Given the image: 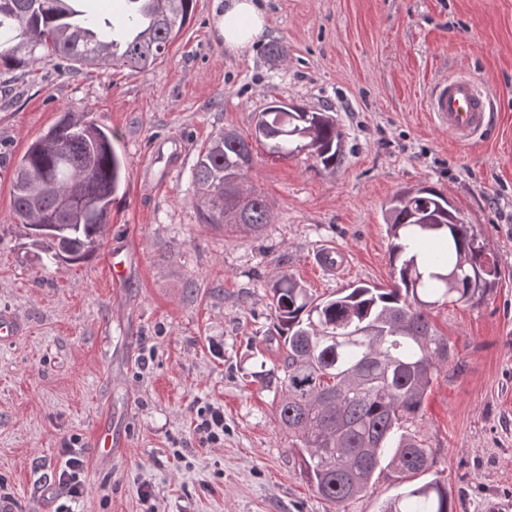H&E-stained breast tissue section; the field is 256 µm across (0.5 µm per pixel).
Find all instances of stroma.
<instances>
[{
    "label": "stroma",
    "mask_w": 512,
    "mask_h": 512,
    "mask_svg": "<svg viewBox=\"0 0 512 512\" xmlns=\"http://www.w3.org/2000/svg\"><path fill=\"white\" fill-rule=\"evenodd\" d=\"M266 26L251 49L224 47V0H195L154 69L69 70L43 58L0 75V479L7 512H54L65 440L79 437L88 491L71 512H330L277 422L275 387L255 380L286 356L269 283L289 273L325 298L393 282L384 209L426 183L478 225L499 280L478 306H439L455 347L419 416L405 425L434 454L454 512H512V0H258ZM463 73L489 88L492 126L469 142L438 128L427 97ZM330 112L344 158L256 148L251 183L273 224L261 234L201 223L189 183L211 133L250 135L271 100ZM114 134L125 180L103 244L88 260L44 267L21 236L12 177L63 111ZM344 249V269L314 263ZM127 277L114 285L110 255ZM224 412V440L202 443L196 413ZM120 441L93 446L103 420ZM151 485L153 500L141 497Z\"/></svg>",
    "instance_id": "1"
}]
</instances>
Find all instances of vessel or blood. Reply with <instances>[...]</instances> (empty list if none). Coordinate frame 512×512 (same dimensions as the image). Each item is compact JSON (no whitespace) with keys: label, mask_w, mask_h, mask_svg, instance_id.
I'll use <instances>...</instances> for the list:
<instances>
[{"label":"vessel or blood","mask_w":512,"mask_h":512,"mask_svg":"<svg viewBox=\"0 0 512 512\" xmlns=\"http://www.w3.org/2000/svg\"><path fill=\"white\" fill-rule=\"evenodd\" d=\"M427 110L439 127L460 142L480 135L491 118L488 95L464 75L437 82L427 97Z\"/></svg>","instance_id":"1"}]
</instances>
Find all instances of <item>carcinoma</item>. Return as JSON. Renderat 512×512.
Listing matches in <instances>:
<instances>
[{
  "label": "carcinoma",
  "mask_w": 512,
  "mask_h": 512,
  "mask_svg": "<svg viewBox=\"0 0 512 512\" xmlns=\"http://www.w3.org/2000/svg\"><path fill=\"white\" fill-rule=\"evenodd\" d=\"M86 0H0V70L44 56L70 66L118 63L146 72L162 62L191 18L194 0H124L112 16L119 42L94 36L103 19ZM253 141L286 158L311 151L323 169L343 157L344 133L329 112L273 100L258 113ZM251 141V142H253ZM221 128L190 171L201 223L240 232L273 221L267 200L248 186L253 147ZM124 162L112 130L86 113L64 112L19 158L13 174L18 228L49 264L86 261L101 246ZM393 284H365L318 298L292 275L269 284L276 334L287 355L277 381L279 425L294 437L303 476L336 512L367 491L386 466L399 491L379 512H453L448 487L432 476L431 450L395 428L419 416L435 374L455 356L431 313L442 303H482L498 285L494 251L440 190L396 192L384 212Z\"/></svg>",
  "instance_id": "1"
}]
</instances>
